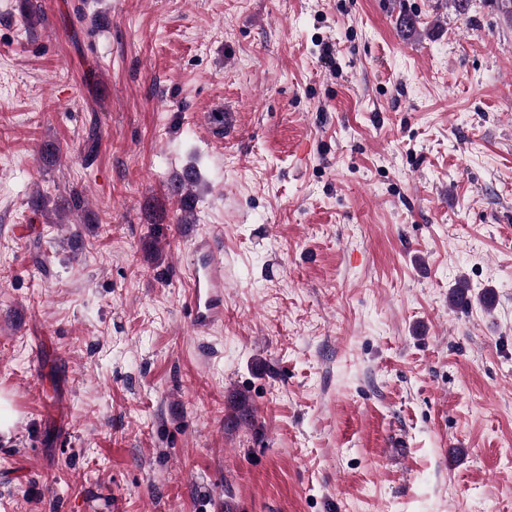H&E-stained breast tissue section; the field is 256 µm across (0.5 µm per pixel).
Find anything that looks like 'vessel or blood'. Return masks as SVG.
<instances>
[{
	"label": "vessel or blood",
	"instance_id": "b4317fda",
	"mask_svg": "<svg viewBox=\"0 0 512 512\" xmlns=\"http://www.w3.org/2000/svg\"><path fill=\"white\" fill-rule=\"evenodd\" d=\"M215 252L212 239L192 238L185 266L190 282L185 305L191 325L199 330L224 319V266Z\"/></svg>",
	"mask_w": 512,
	"mask_h": 512
}]
</instances>
